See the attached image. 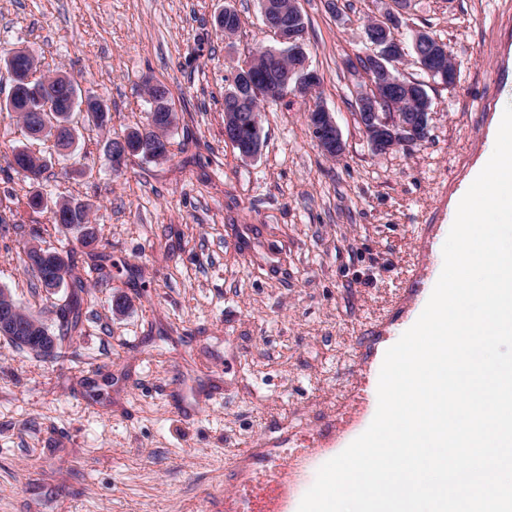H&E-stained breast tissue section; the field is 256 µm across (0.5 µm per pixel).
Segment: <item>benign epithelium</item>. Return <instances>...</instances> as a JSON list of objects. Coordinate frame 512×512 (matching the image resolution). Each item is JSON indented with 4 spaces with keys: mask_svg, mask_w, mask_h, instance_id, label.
<instances>
[{
    "mask_svg": "<svg viewBox=\"0 0 512 512\" xmlns=\"http://www.w3.org/2000/svg\"><path fill=\"white\" fill-rule=\"evenodd\" d=\"M260 11L266 27L276 37L279 47L271 49L277 58H288V66L272 70L268 61L252 56L233 72L231 84L234 87L228 111L236 118L224 125V139L239 150L245 160L258 156L255 145L239 138V117L248 118L250 124L258 125L256 102L265 98L278 99L289 92L298 98L310 99L319 83L318 76L309 69L307 52L300 29V8L297 0L285 3L283 0H260ZM402 4L392 2V7L382 19L368 25L363 39L370 47L369 73L378 76V82H368V88L356 94V118L365 137L375 152L386 154L403 146L421 142L428 136L426 114L431 112V99L425 84L408 81L393 74L400 69L406 52L404 44L395 34L400 24ZM413 50L418 67L433 82L452 86L457 80V69L448 66V47L426 30L413 33ZM36 56L29 47L16 48L7 56L9 65L18 73L25 70V60ZM308 122L312 135L320 150L328 156L339 157L345 145L341 131L331 112L319 101L310 105ZM132 149L126 142L111 148L112 167L121 169L130 159ZM32 324V329L41 328L40 320L19 306L5 290H0V335L11 336L21 341L19 319ZM38 350L43 360L54 358L57 338L51 334L40 337Z\"/></svg>",
    "mask_w": 512,
    "mask_h": 512,
    "instance_id": "benign-epithelium-1",
    "label": "benign epithelium"
}]
</instances>
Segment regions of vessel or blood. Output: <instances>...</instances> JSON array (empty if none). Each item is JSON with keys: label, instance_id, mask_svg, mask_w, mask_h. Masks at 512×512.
<instances>
[{"label": "vessel or blood", "instance_id": "1", "mask_svg": "<svg viewBox=\"0 0 512 512\" xmlns=\"http://www.w3.org/2000/svg\"><path fill=\"white\" fill-rule=\"evenodd\" d=\"M361 403L365 414L354 432L338 435L329 428L312 426L307 430V445L296 448L293 434L278 423L252 448L225 462V512H298L318 469L370 425L377 397L363 395Z\"/></svg>", "mask_w": 512, "mask_h": 512}]
</instances>
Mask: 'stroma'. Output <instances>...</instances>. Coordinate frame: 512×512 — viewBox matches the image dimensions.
Returning <instances> with one entry per match:
<instances>
[{
  "mask_svg": "<svg viewBox=\"0 0 512 512\" xmlns=\"http://www.w3.org/2000/svg\"><path fill=\"white\" fill-rule=\"evenodd\" d=\"M387 0H298L317 94L345 143L325 157L308 104L265 106V142L241 159L224 139V90L234 68L275 46L258 0H0V50L33 48L108 106L106 129L74 114L70 155L27 142L0 112V288L44 320L60 354L43 360L0 337V512H224V460L281 422L358 418L375 338L413 304L404 280L435 264L430 244L448 197L482 149L494 112L512 102V0H411L400 38L424 29L459 76L429 83L427 138L379 155L355 120L367 82L347 61ZM233 7L241 27L220 34ZM168 86L176 123L170 159H132L113 175L108 138L146 124L141 82ZM47 159L39 187L7 167L12 147ZM91 204L114 262L100 280L85 263L77 330L24 273L30 239L69 254L75 235L27 205ZM127 296L118 312L113 300Z\"/></svg>",
  "mask_w": 512,
  "mask_h": 512,
  "instance_id": "stroma-1",
  "label": "stroma"
}]
</instances>
